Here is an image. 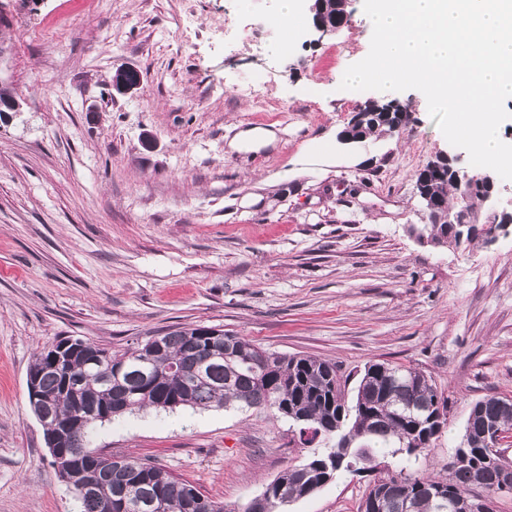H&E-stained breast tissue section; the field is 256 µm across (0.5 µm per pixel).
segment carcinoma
I'll return each mask as SVG.
<instances>
[{
    "label": "carcinoma",
    "instance_id": "carcinoma-1",
    "mask_svg": "<svg viewBox=\"0 0 512 512\" xmlns=\"http://www.w3.org/2000/svg\"><path fill=\"white\" fill-rule=\"evenodd\" d=\"M325 17L341 23L348 10L339 0H321ZM386 102H368L362 111L369 115L364 125L352 128V142L394 132L411 122L405 105L393 113L386 112ZM416 190L427 223L418 229L426 237L438 238L448 231L450 248L468 249L489 232L468 230L465 234L442 222L446 210L462 202L465 224L488 223L486 195L456 176L454 164L434 169L426 164L416 174ZM224 336V355L218 356L210 343V334ZM66 346L64 359L55 367L49 361L50 349L35 355L28 373L39 379V391L50 417L43 423L44 433L56 432L59 424L74 418L84 407L100 409L114 399L112 376L122 366L120 376L128 391L123 412L147 408L175 409L180 406L208 408L236 404L241 408L266 407L274 415L300 425L304 445H324V451L312 452L308 461L292 466L281 474L283 491L266 489L264 505L248 503L242 512H276L282 499L305 497L314 488L327 483L332 464L336 473L363 472L374 475L373 483L387 490L385 512H448V501L437 496L442 488L448 492L475 493L493 498L497 495L501 469L512 466L502 455L499 445L466 446L456 449L460 460L448 469L445 477H432L410 469V458L418 456L416 443L434 440L447 424L448 398L439 391L430 376L413 367L373 362L359 374L354 404L346 400V382L336 363L313 356H286L268 352L251 341L205 326H183L158 333L122 354L79 338H61L51 349ZM509 399L492 394L472 407L465 434L498 441L512 431V408ZM72 445L61 449L71 457L72 469L87 465L101 467L97 489L82 492L74 474L62 480L82 504V512H110L112 499L130 489L139 504L136 512H155L152 502H163L164 512H186V504L199 501L193 512H236L211 500L195 486L176 479L161 466L138 456L127 455L137 470V483L129 485L126 474L109 469L107 456L94 450L82 456L71 455ZM377 448H396L406 453L408 461L379 470Z\"/></svg>",
    "mask_w": 512,
    "mask_h": 512
}]
</instances>
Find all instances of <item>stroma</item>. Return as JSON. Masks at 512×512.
Instances as JSON below:
<instances>
[{"instance_id": "stroma-1", "label": "stroma", "mask_w": 512, "mask_h": 512, "mask_svg": "<svg viewBox=\"0 0 512 512\" xmlns=\"http://www.w3.org/2000/svg\"><path fill=\"white\" fill-rule=\"evenodd\" d=\"M364 0L278 56V0H0V512H80L28 399L57 337L120 354L156 331L216 327L357 375L413 366L449 401L418 467L445 473L473 405L512 396V235L468 251L421 243L415 174L446 140L422 92L341 90L369 52ZM140 90L112 88L118 68ZM257 88L251 96L249 88ZM407 129L345 144L370 99ZM273 143H229L246 130ZM89 447L148 458L239 512L310 454L263 409H144ZM341 473L285 512H360ZM143 84L141 73L132 67H122L116 70L112 78L113 88L122 94L132 93Z\"/></svg>"}]
</instances>
